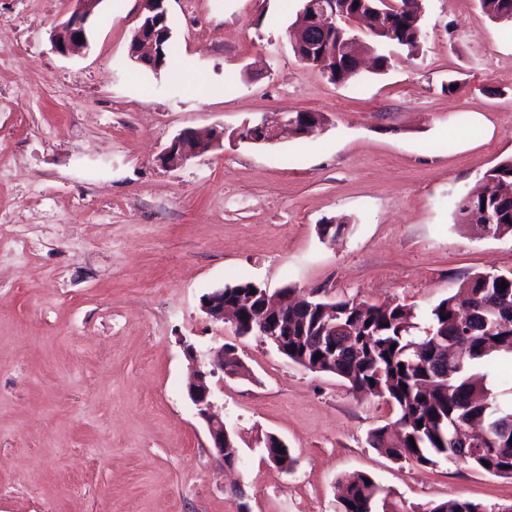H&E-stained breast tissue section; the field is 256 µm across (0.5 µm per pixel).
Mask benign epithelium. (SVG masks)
Returning <instances> with one entry per match:
<instances>
[{
    "instance_id": "obj_1",
    "label": "benign epithelium",
    "mask_w": 512,
    "mask_h": 512,
    "mask_svg": "<svg viewBox=\"0 0 512 512\" xmlns=\"http://www.w3.org/2000/svg\"><path fill=\"white\" fill-rule=\"evenodd\" d=\"M100 0H74V9L69 18L59 24L54 33L53 44L57 53L65 56L73 54L87 45V22L93 15ZM166 0H143V9L156 12L159 19L147 18L135 29L137 38L136 51L132 56L137 62L152 68L162 65L159 54L162 53L165 41L170 38L171 31L164 28L165 17L168 16L165 6ZM386 10L375 7L368 11L362 10L349 18L343 19L348 28L359 22L372 34L378 35L390 32V28L383 24ZM336 22V0H304V7L300 13L297 25L291 28V43L296 55H301V48H313L325 42L331 24ZM358 37L349 34L341 43V53L353 61L355 69H360L362 58L358 50ZM326 122L324 115L317 113L285 114L275 120L271 125L261 122L254 125L260 137H248L251 142H270L277 137V130L289 131L297 136L303 135L309 129L320 126ZM224 134L193 132L181 133L174 138L165 149L162 160L169 168H177L188 159L205 153L201 146H192L191 140L209 144L214 148ZM301 299L292 295L283 297L280 294L273 296L268 292L258 294H241L234 303H224V290L215 289L202 299L201 308L213 320H224V314L244 311L247 320L235 322L236 334L240 336H269L279 347L280 352L288 351V307L295 306ZM186 354L194 366L191 380L187 386V395L193 404L196 415L204 422L208 447L211 448L213 458L220 464L224 463V454L231 451V445L224 444V438L229 431L224 419L213 412V391L210 379L224 373L228 361L235 362L230 376L245 375V367L237 358L224 354V346H214L206 353L199 354L191 344L186 345Z\"/></svg>"
}]
</instances>
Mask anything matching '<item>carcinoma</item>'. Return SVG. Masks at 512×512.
<instances>
[{
  "label": "carcinoma",
  "mask_w": 512,
  "mask_h": 512,
  "mask_svg": "<svg viewBox=\"0 0 512 512\" xmlns=\"http://www.w3.org/2000/svg\"><path fill=\"white\" fill-rule=\"evenodd\" d=\"M386 7L393 35H382L413 53L421 47L415 37L421 27L418 0H395ZM485 14L512 22V0H480ZM336 69L333 82L350 80L353 67L341 54L330 64ZM494 187L458 204L459 214L493 211L497 223L468 224L492 237H512V196L502 195L497 186L512 184V158L486 173ZM506 288H501V282ZM349 328L336 336V350L316 345V338L329 315ZM464 344L463 358H448L444 349ZM512 353V272L473 273L464 277L458 290L420 315L402 304L375 305L355 301L330 302L313 299L304 309L288 308V359L314 372L334 374L350 388L368 398L383 399L399 415V429L379 426L371 430L370 447L394 462L436 466L440 459H457L490 475L512 478V407L502 405L485 378L471 367L493 351ZM407 389H401V385ZM423 426H418V423ZM415 445H410V441ZM267 456L285 468L294 459L289 449L270 436ZM344 492L336 512H401L387 502L380 485L366 472H353L343 479ZM424 512H488L480 503L449 499Z\"/></svg>",
  "instance_id": "1"
}]
</instances>
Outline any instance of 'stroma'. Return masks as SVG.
Masks as SVG:
<instances>
[{
	"label": "stroma",
	"instance_id": "1",
	"mask_svg": "<svg viewBox=\"0 0 512 512\" xmlns=\"http://www.w3.org/2000/svg\"><path fill=\"white\" fill-rule=\"evenodd\" d=\"M304 0H169L173 66L129 58L139 0H101L88 46L56 53L72 0H0V512H336L362 471L405 512L449 499L512 503V479L454 459L397 463L367 443L394 407L353 395L201 309L214 289L324 291L424 311L476 272L512 271V238L457 219L462 196L512 157V25L479 0H422L418 55L376 44L387 71L334 84L294 54ZM318 112L270 143L244 124ZM219 147L171 169L179 134ZM342 225L336 240L321 224ZM198 351L248 369L211 380L239 447L227 471L186 395ZM512 401V354L475 364ZM288 444L284 470L265 453Z\"/></svg>",
	"mask_w": 512,
	"mask_h": 512
}]
</instances>
